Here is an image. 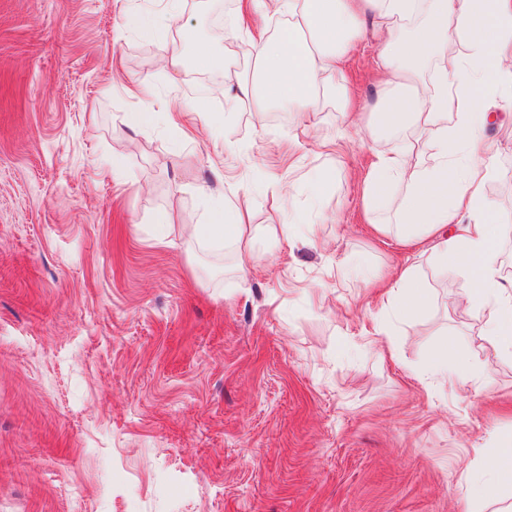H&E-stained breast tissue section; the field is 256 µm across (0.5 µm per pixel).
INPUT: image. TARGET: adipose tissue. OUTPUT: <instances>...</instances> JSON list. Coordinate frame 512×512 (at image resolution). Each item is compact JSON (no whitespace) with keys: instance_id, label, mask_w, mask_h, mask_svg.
Returning a JSON list of instances; mask_svg holds the SVG:
<instances>
[{"instance_id":"ef3b65f1","label":"adipose tissue","mask_w":512,"mask_h":512,"mask_svg":"<svg viewBox=\"0 0 512 512\" xmlns=\"http://www.w3.org/2000/svg\"><path fill=\"white\" fill-rule=\"evenodd\" d=\"M253 7L288 18L262 40L251 65L237 74L252 111L285 107L317 111L322 97L348 100L343 64L369 19L380 43L381 93L372 112L384 126L411 122L415 141L392 140L376 154L365 179L368 197L403 185L396 217L407 240L434 238L430 260L440 274L467 284L459 302L483 319L481 337L494 355L512 360V289L504 284L499 242L504 226L485 186L494 174L484 137L486 102H512V0H251ZM463 43L465 56L453 44ZM431 153L432 163L420 160ZM249 209L217 208L208 223L188 227V243L227 240L238 267L254 260ZM385 296L396 315L410 319L429 303L426 282L406 267ZM429 375L463 384L473 379L456 336L432 351ZM460 487L464 499L498 502L512 485V434L500 439Z\"/></svg>"}]
</instances>
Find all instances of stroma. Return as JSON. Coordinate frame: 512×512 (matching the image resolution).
I'll return each mask as SVG.
<instances>
[{
    "label": "stroma",
    "mask_w": 512,
    "mask_h": 512,
    "mask_svg": "<svg viewBox=\"0 0 512 512\" xmlns=\"http://www.w3.org/2000/svg\"><path fill=\"white\" fill-rule=\"evenodd\" d=\"M275 23L239 0H181L176 24L159 0H0V512H494L459 483L512 433V362L429 243L386 231L400 189L366 199L376 39L346 62L354 124L325 98L226 125L234 74L191 61L229 28L247 65ZM155 99L174 107L132 128ZM486 137L512 228V117ZM243 198L241 273L182 227ZM292 215L298 235L266 233ZM409 265L432 301L403 321L374 280ZM446 331L476 373L461 392L424 373Z\"/></svg>",
    "instance_id": "obj_1"
}]
</instances>
